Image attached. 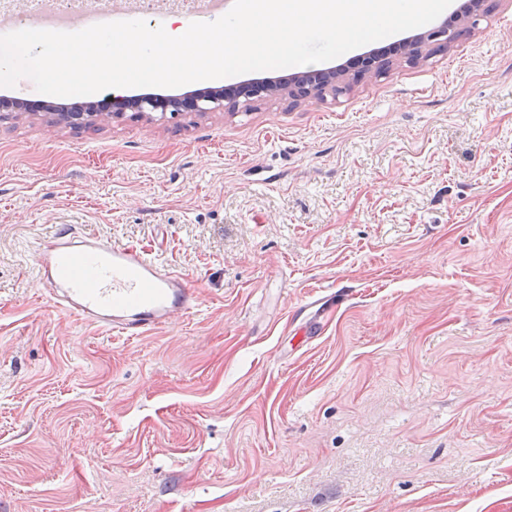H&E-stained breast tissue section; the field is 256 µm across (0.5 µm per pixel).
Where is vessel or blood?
<instances>
[{
    "label": "vessel or blood",
    "mask_w": 512,
    "mask_h": 512,
    "mask_svg": "<svg viewBox=\"0 0 512 512\" xmlns=\"http://www.w3.org/2000/svg\"><path fill=\"white\" fill-rule=\"evenodd\" d=\"M38 263L55 307L118 336L144 335L197 304L181 273L147 251L98 237H52Z\"/></svg>",
    "instance_id": "obj_1"
}]
</instances>
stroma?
I'll list each match as a JSON object with an SVG mask.
<instances>
[{
	"mask_svg": "<svg viewBox=\"0 0 512 512\" xmlns=\"http://www.w3.org/2000/svg\"><path fill=\"white\" fill-rule=\"evenodd\" d=\"M453 29L336 98L0 123V512H512V0ZM64 232L197 306L58 310ZM38 263L55 307L114 335H144L197 304L181 273L98 237L61 233L42 245Z\"/></svg>",
	"mask_w": 512,
	"mask_h": 512,
	"instance_id": "1",
	"label": "stroma"
}]
</instances>
